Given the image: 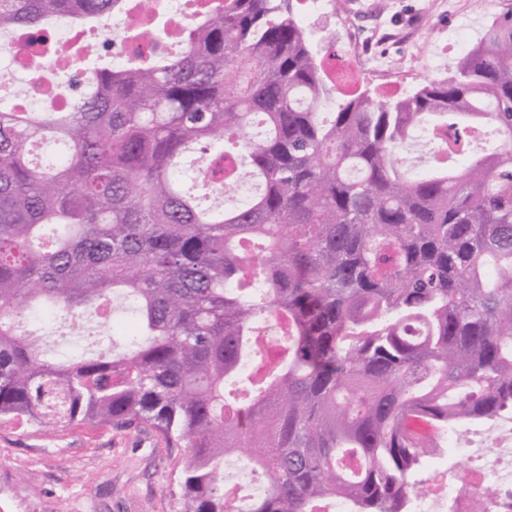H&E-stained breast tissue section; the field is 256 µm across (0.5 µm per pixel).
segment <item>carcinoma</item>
<instances>
[{"label": "carcinoma", "mask_w": 512, "mask_h": 512, "mask_svg": "<svg viewBox=\"0 0 512 512\" xmlns=\"http://www.w3.org/2000/svg\"><path fill=\"white\" fill-rule=\"evenodd\" d=\"M0 0V39L53 56L48 21L102 32L131 2ZM299 0H214L179 51L112 64L61 51L75 94L0 102V422L147 425L185 448L184 512H408L438 436L512 414V7L447 77L404 97L333 93ZM445 140L427 165L400 153ZM260 182L208 206L182 186ZM118 352L49 357L46 303L72 326L114 298ZM282 316L277 359L253 344ZM249 449L262 495L224 497Z\"/></svg>", "instance_id": "cac0c4a2"}]
</instances>
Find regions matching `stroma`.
<instances>
[{
    "mask_svg": "<svg viewBox=\"0 0 512 512\" xmlns=\"http://www.w3.org/2000/svg\"><path fill=\"white\" fill-rule=\"evenodd\" d=\"M355 0H336L333 13L320 17L316 30L328 37L336 56L345 57L353 88L401 96L432 80L427 69L431 37L456 25L461 10H481L480 0H393L377 20H362V29L375 26L397 68L377 75L370 67L377 46L364 42L350 51L347 23ZM129 311L114 320L88 313L83 329L70 333L63 316H40L36 322L57 357L94 351L89 334L102 341L121 342V323L132 321ZM183 449L166 447L149 426L115 429L83 425L48 429L23 421L0 424V512H182L180 483Z\"/></svg>",
    "mask_w": 512,
    "mask_h": 512,
    "instance_id": "35a3bbf8",
    "label": "stroma"
}]
</instances>
